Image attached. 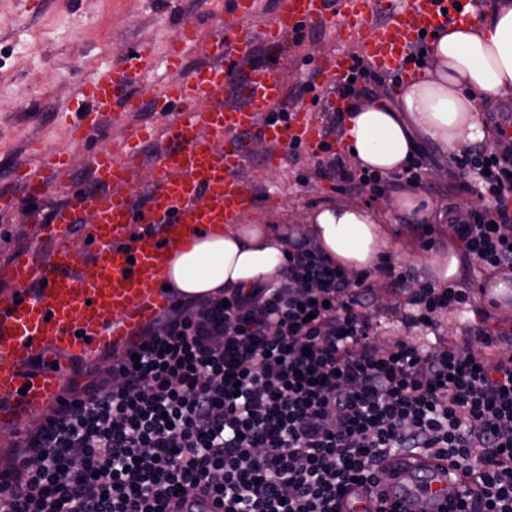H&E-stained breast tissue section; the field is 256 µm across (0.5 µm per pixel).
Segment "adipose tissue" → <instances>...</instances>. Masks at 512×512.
I'll list each match as a JSON object with an SVG mask.
<instances>
[{"mask_svg": "<svg viewBox=\"0 0 512 512\" xmlns=\"http://www.w3.org/2000/svg\"><path fill=\"white\" fill-rule=\"evenodd\" d=\"M430 61L407 77L399 95L370 97L345 116V143L358 168L377 177L405 171L421 145L441 155L495 148L486 120L512 102V0H488L436 32ZM441 201L415 185L378 208L327 204L308 212L303 234L354 276L388 259L396 224L447 220ZM290 241L275 224H225L187 237L161 272L169 291L186 300L248 292L280 282Z\"/></svg>", "mask_w": 512, "mask_h": 512, "instance_id": "ef3b65f1", "label": "adipose tissue"}]
</instances>
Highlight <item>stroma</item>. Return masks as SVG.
<instances>
[{
    "mask_svg": "<svg viewBox=\"0 0 512 512\" xmlns=\"http://www.w3.org/2000/svg\"><path fill=\"white\" fill-rule=\"evenodd\" d=\"M226 0H42L31 7L27 0H0V190L10 188L14 168L28 164V144L41 142L47 154L64 155L69 165L59 172L60 180L77 188L89 186L86 154L89 148H108L122 138L128 126H161L163 120L152 109L118 116L108 124L104 135L92 147L76 145L70 138L63 112L75 111V96L80 86L91 78L94 65H119L127 47L144 43L155 48L157 60L142 86L145 97H152L161 84L178 79V72L163 61L170 40L182 21H195L202 40H210L213 29L224 14ZM357 47L339 21L313 27L299 44L298 53L289 55L281 77L292 100H300L303 85L313 76L314 60L331 54L353 55ZM270 145L265 140L250 141V156L238 177L256 196V207L246 214V221L272 218L288 228L304 224L307 212L325 203L363 202L384 205L390 191L377 192L372 186L339 192L329 180L313 176V156L301 152L292 156L289 142H281V161L272 167L266 155ZM420 191L444 204L463 201L479 205L472 178L462 175L453 160L433 148H424ZM38 226L23 208L0 212V262L17 252L37 245L49 251L50 243H38ZM462 251L463 245L449 237L448 227L435 224L430 237L421 230L403 231L397 242L396 271L420 278L418 263L425 256L423 240ZM492 271L476 260H469L462 283L473 300L467 308L451 307L436 318V336L460 346L470 344V326L478 311H486L491 330L507 329L512 322L502 317L501 304L488 303L482 293ZM374 305L370 310L379 339L403 338L426 343L424 330L406 328L403 323L410 308L404 292L390 288L389 277L382 272L369 277Z\"/></svg>",
    "mask_w": 512,
    "mask_h": 512,
    "instance_id": "35a3bbf8",
    "label": "stroma"
}]
</instances>
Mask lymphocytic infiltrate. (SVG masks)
<instances>
[{"label":"lymphocytic infiltrate","mask_w":512,"mask_h":512,"mask_svg":"<svg viewBox=\"0 0 512 512\" xmlns=\"http://www.w3.org/2000/svg\"><path fill=\"white\" fill-rule=\"evenodd\" d=\"M484 210L453 234L477 261L512 269V146L463 151ZM418 327L468 303L414 285ZM365 279L303 246L279 284L179 300L137 342L67 385L0 469V512H180L217 497L224 512H340L346 490L387 479L381 460L431 451L474 470L454 512H512V338L482 345L380 344Z\"/></svg>","instance_id":"obj_1"}]
</instances>
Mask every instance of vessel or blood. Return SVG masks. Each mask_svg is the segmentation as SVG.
<instances>
[{
	"instance_id": "1",
	"label": "vessel or blood",
	"mask_w": 512,
	"mask_h": 512,
	"mask_svg": "<svg viewBox=\"0 0 512 512\" xmlns=\"http://www.w3.org/2000/svg\"><path fill=\"white\" fill-rule=\"evenodd\" d=\"M468 0H409L387 21L377 20L379 0H277L271 22L261 21L257 0H230L211 41H200L194 24L182 23L166 50L178 80L156 91L152 102L141 92L154 51L138 45L122 66L95 67L78 91L79 115L69 125L73 141L86 144L99 137L112 117L127 116L153 105L169 114L159 134L144 126L129 128L109 149L89 158L91 184L77 189L57 173L65 162L32 147L34 163L19 167L13 181L19 194L0 192V211L25 200L28 211L49 193L63 202L41 225L54 243L48 256L26 250L0 264V283L15 289L0 301V396L7 410L23 415L59 397L64 370L39 363V356H75L90 347H107L149 321L165 296L160 269L167 249L210 224H236L255 203L253 192L237 177L248 160L250 135L272 144L290 140L314 153L324 136L319 118L307 105L290 103L280 75V62L256 53L258 44L290 52L288 37L325 23L330 13L345 19L359 55L374 70L400 67L422 34H434L455 19ZM195 46L205 62L184 69V51ZM349 56H328L314 62L315 75L332 81L346 78ZM154 142L153 178L143 202L126 187L143 160V146ZM140 225L131 233V225ZM82 234L84 249L69 237ZM393 478L380 495L355 487L343 506L346 512L374 507L377 497L410 506L428 500L445 505L449 492L464 476L431 454L396 453L382 462Z\"/></svg>"
}]
</instances>
